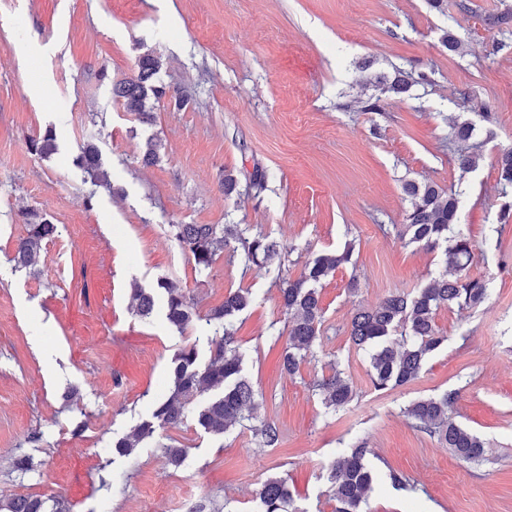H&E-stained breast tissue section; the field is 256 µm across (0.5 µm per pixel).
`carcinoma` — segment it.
<instances>
[{"instance_id":"cac0c4a2","label":"carcinoma","mask_w":512,"mask_h":512,"mask_svg":"<svg viewBox=\"0 0 512 512\" xmlns=\"http://www.w3.org/2000/svg\"><path fill=\"white\" fill-rule=\"evenodd\" d=\"M161 63L152 54L138 59L135 74L113 87V94L123 101L126 111L138 115L142 122L151 121L147 106L149 96L159 99L165 91L153 85ZM375 93L365 96L369 87ZM410 89L404 75L397 72L393 78L376 76L360 85L357 100L365 101V110H380L382 97L400 96ZM451 136L466 144L459 157V168L467 173L477 169L482 154L478 146L470 144L475 127L467 119H455ZM32 154L45 158L56 150L52 130L29 140ZM77 164L95 183L108 184V174L102 168L98 145L85 143L79 147ZM499 181L503 187H512V148L502 151L498 158ZM403 191L409 201L403 235L428 251L444 250L449 274L432 280L414 294L396 292L386 297L377 307L357 310L351 319L350 338L354 345L373 349L371 356V383L377 390L405 385L418 378L427 357L445 341L436 328L435 314L442 306L468 308L484 301L488 283L482 278L466 274L473 255L469 234L459 224V197L433 182H408ZM25 235L20 237L12 262L18 269L36 264L43 244L57 233V226L46 218H38L32 211L22 213ZM174 239L182 252L202 271L211 268L224 249L233 243L240 245L247 266L271 269L281 267L282 247L269 235L259 231L248 237L236 224H173ZM354 245L348 242L337 252L316 256L305 265L296 280L276 275L281 305L288 315V337L283 353V367L293 374L306 360L319 338L322 308L317 285L332 275L337 268L352 263ZM163 296L165 317L170 325L183 331L194 321L202 322V335L207 337L209 358L200 363L197 345L180 349L172 358L170 375L173 388L170 394L155 403L151 417L132 428L112 445L118 456H130L141 443L158 429L177 427L188 417L212 434H224L230 428L244 426L252 419L256 407V392L252 382L243 373L244 355L236 344L231 317L251 304L249 291L237 289L224 297V304L205 315L196 311L194 302L183 289L166 277H160L151 288H132L134 311L142 318L150 317L157 297ZM323 404L334 410L344 407L352 399V389L338 368L314 382ZM212 392L214 396L204 398ZM456 393L446 392L438 397L421 399L407 410L413 425L451 448L465 462L485 460V442L476 433L458 425L449 416ZM263 448H275L280 443V431L275 423L264 421L250 427ZM369 449L360 445L340 456L330 465L328 479L336 501L334 512H363L371 490L373 476L366 456ZM256 512H292L293 497L286 481L272 479L258 492ZM0 512H70L61 496L20 495L0 502Z\"/></svg>"}]
</instances>
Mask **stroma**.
<instances>
[{
	"label": "stroma",
	"instance_id": "1",
	"mask_svg": "<svg viewBox=\"0 0 512 512\" xmlns=\"http://www.w3.org/2000/svg\"><path fill=\"white\" fill-rule=\"evenodd\" d=\"M445 12L426 0H0V500L63 495L72 512H254L269 479L287 480L300 512H334L331 462L366 444L375 484L365 512H512V217L497 161L512 147V27L489 15L512 0H467ZM450 31L464 54L441 42ZM161 61L169 95L152 124L114 101L112 86L140 56ZM400 67L426 76L377 112L358 85ZM482 142L479 167L461 174L456 116ZM55 128L57 150L32 155L30 137ZM161 158L141 162L148 137ZM102 151L110 187L75 159ZM266 172L252 187L254 167ZM234 171L240 189L225 194ZM432 181L459 191L460 222L475 242L470 276L488 283L479 305L440 308L444 336L414 381L375 390L370 357L350 340L359 308L416 292L444 271L442 251L406 244L402 186ZM28 209L58 227L34 269L11 258ZM174 224H240L284 244L286 277L354 242V262L319 286V340L296 374L281 367L287 323L273 275L226 252L195 274ZM173 279L200 313L249 289L233 318L252 380L256 421L281 431L262 448L236 427L205 433L194 420L159 431L134 457L112 443L148 419L169 366L198 326L178 331L156 310L130 309L132 283ZM338 365L354 397L331 411L312 389ZM455 391L453 420L481 436L485 462L460 460L412 426L414 402ZM40 440L29 443L32 433ZM183 446L168 465L159 441ZM33 469L14 472V456ZM409 482L395 486L392 474Z\"/></svg>",
	"mask_w": 512,
	"mask_h": 512
}]
</instances>
